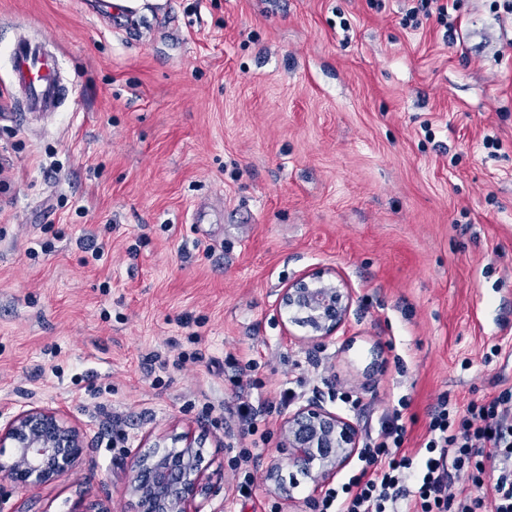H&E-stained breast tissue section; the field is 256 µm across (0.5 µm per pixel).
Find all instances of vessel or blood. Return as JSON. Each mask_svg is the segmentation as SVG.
<instances>
[{
  "mask_svg": "<svg viewBox=\"0 0 512 512\" xmlns=\"http://www.w3.org/2000/svg\"><path fill=\"white\" fill-rule=\"evenodd\" d=\"M10 80L14 96L30 112H54L61 89L59 63L42 43L17 38L10 49Z\"/></svg>",
  "mask_w": 512,
  "mask_h": 512,
  "instance_id": "vessel-or-blood-1",
  "label": "vessel or blood"
}]
</instances>
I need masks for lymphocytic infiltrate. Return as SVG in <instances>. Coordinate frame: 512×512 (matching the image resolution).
Instances as JSON below:
<instances>
[{
    "instance_id": "obj_1",
    "label": "lymphocytic infiltrate",
    "mask_w": 512,
    "mask_h": 512,
    "mask_svg": "<svg viewBox=\"0 0 512 512\" xmlns=\"http://www.w3.org/2000/svg\"><path fill=\"white\" fill-rule=\"evenodd\" d=\"M407 405L366 433L358 473L327 491L321 512H512V386L462 411L440 398L411 451Z\"/></svg>"
}]
</instances>
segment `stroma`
<instances>
[{"mask_svg": "<svg viewBox=\"0 0 512 512\" xmlns=\"http://www.w3.org/2000/svg\"><path fill=\"white\" fill-rule=\"evenodd\" d=\"M409 5L0 0V93L19 33L56 40L64 86L0 112V427L49 407L84 439L40 487L0 477V512H135L131 457L188 429L221 475L203 512H285L265 474L293 470L296 404L362 428L408 398L413 448L439 397L512 385V16L460 0L450 41ZM326 268L353 303L317 344L277 292ZM241 396L265 408L249 501Z\"/></svg>", "mask_w": 512, "mask_h": 512, "instance_id": "obj_1", "label": "stroma"}]
</instances>
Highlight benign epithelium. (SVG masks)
Instances as JSON below:
<instances>
[{
    "label": "benign epithelium",
    "instance_id": "benign-epithelium-1",
    "mask_svg": "<svg viewBox=\"0 0 512 512\" xmlns=\"http://www.w3.org/2000/svg\"><path fill=\"white\" fill-rule=\"evenodd\" d=\"M353 302L351 289L330 269L312 278L301 276L280 289L277 305L292 323L307 328L299 341L331 339L347 319ZM280 448L302 474L309 497L321 494L362 448V435L350 419L310 398L280 421ZM182 446L169 449L157 440L151 451L133 457L126 493L135 499L136 512H202L198 496L209 489L192 430L180 436ZM10 447L0 460V473L20 488L45 484L73 468L83 453L80 431L50 408H31L0 428V447ZM269 491L291 497L295 478L284 480L279 464L268 467Z\"/></svg>",
    "mask_w": 512,
    "mask_h": 512
}]
</instances>
